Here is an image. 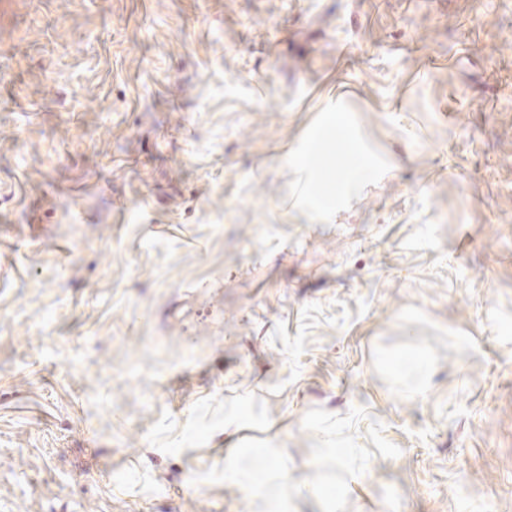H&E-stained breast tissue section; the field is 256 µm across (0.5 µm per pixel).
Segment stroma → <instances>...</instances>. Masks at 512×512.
<instances>
[{"mask_svg": "<svg viewBox=\"0 0 512 512\" xmlns=\"http://www.w3.org/2000/svg\"><path fill=\"white\" fill-rule=\"evenodd\" d=\"M12 2L0 512H512V0Z\"/></svg>", "mask_w": 512, "mask_h": 512, "instance_id": "stroma-1", "label": "stroma"}]
</instances>
